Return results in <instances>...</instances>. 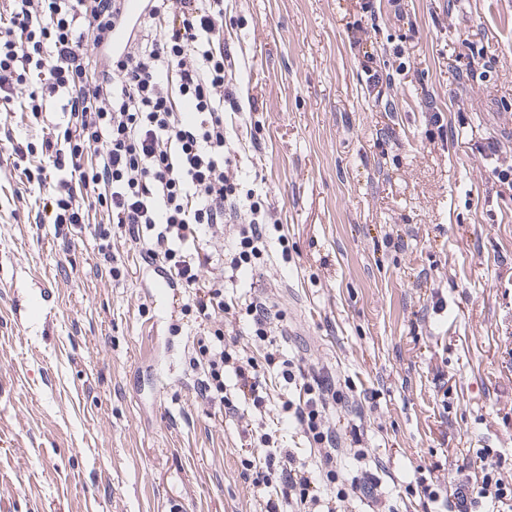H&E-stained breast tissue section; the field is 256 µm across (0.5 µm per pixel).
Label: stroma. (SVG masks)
Returning a JSON list of instances; mask_svg holds the SVG:
<instances>
[{
  "instance_id": "35a3bbf8",
  "label": "stroma",
  "mask_w": 512,
  "mask_h": 512,
  "mask_svg": "<svg viewBox=\"0 0 512 512\" xmlns=\"http://www.w3.org/2000/svg\"><path fill=\"white\" fill-rule=\"evenodd\" d=\"M363 32L356 0H224L240 100L226 114L244 188L267 196L287 236L239 304L269 298L291 347L328 366L364 412L384 487L416 467L450 479L466 448L512 463V0H404ZM474 61L449 57L466 32ZM414 50L409 70L388 50ZM372 54L394 104L367 88ZM432 97L445 139L426 138ZM0 112L40 143L62 130ZM0 144V512H255L240 460L272 415L242 422L196 393L200 328L180 289L124 243L131 278L96 273L89 236L34 223L39 190Z\"/></svg>"
}]
</instances>
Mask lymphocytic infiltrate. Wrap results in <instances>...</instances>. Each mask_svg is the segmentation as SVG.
<instances>
[{
  "mask_svg": "<svg viewBox=\"0 0 512 512\" xmlns=\"http://www.w3.org/2000/svg\"><path fill=\"white\" fill-rule=\"evenodd\" d=\"M120 0H8L0 8V110L40 120L51 101L68 121L41 144L10 139L27 182L48 186L35 221L88 232L96 267L119 280L131 277L113 229L182 289L181 312L208 325L196 340V393L226 413H265L268 372L288 391L280 410L317 454L299 458L271 435L242 458L241 474L257 492L259 512H342L357 500L369 512H400L370 464L363 423L341 420L349 395L333 376L302 355L286 356L282 319L266 300L246 307L228 300L227 286L256 270L270 251L265 203L242 191L236 156L224 131L225 112L242 111L237 68L224 44V0H153L131 29L126 54L96 70L81 51L90 36L123 17ZM40 163L27 167L30 157ZM98 222H90L91 212ZM233 225L230 247L203 245ZM264 348L262 360L249 344ZM356 466L343 468L345 457ZM407 492L422 494L445 512H512V478L498 449L476 448L456 478L438 484L415 469Z\"/></svg>",
  "mask_w": 512,
  "mask_h": 512,
  "instance_id": "obj_1",
  "label": "lymphocytic infiltrate"
}]
</instances>
